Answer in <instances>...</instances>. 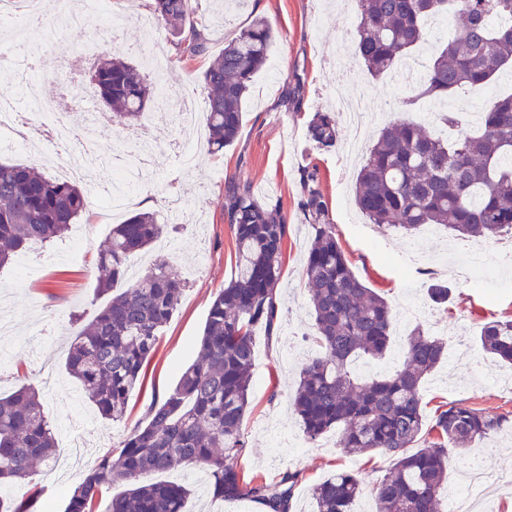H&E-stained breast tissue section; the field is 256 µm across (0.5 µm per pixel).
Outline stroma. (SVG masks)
<instances>
[{"label": "stroma", "instance_id": "stroma-1", "mask_svg": "<svg viewBox=\"0 0 512 512\" xmlns=\"http://www.w3.org/2000/svg\"><path fill=\"white\" fill-rule=\"evenodd\" d=\"M50 2L53 14L45 23L28 27L32 51L29 68L0 66V91L14 93L19 108L24 105L18 94L22 78L38 79L48 97L68 91L82 101L71 113L72 123L81 127L88 112L103 108L87 77L101 54L121 43L128 50L127 60L139 68L150 37L164 41L168 34L161 22L154 33L145 32L138 17L146 7L138 0H108V12L126 16L117 39L103 22L84 31L56 29L57 14L75 8L81 0ZM223 2L194 0L207 50L188 62L171 61L164 80L172 95L191 92L198 100H205V69L253 18H266L276 38L266 65L253 78L237 142L218 154L199 152L194 165L187 169L179 162L169 163L163 173L127 201L121 212L126 218L150 210L161 217L167 199L175 196L186 214L185 223L172 225L166 234L177 244L170 259L184 280L185 292L160 333L157 352L142 387L130 397L124 421L103 423L65 370L68 339L92 321L107 302L105 296L96 295L95 288L100 276L99 255L108 244L114 222L111 213L94 202L49 247L37 245L28 250L27 263L15 260L0 268V318L15 324V334L5 353L0 354V396L25 383L43 388L36 358L44 356L66 388L65 393L45 396L43 401L44 414L55 426L59 453H66L71 442H82L84 464L89 467L113 450L120 435L144 421L152 400L172 388L180 370L194 359L210 304L236 270L235 235L224 219V187L232 178L245 181L262 200L279 203L288 233L281 258L276 334L266 337L259 327L253 336L254 368L244 420L247 446L238 463L248 476L266 480L277 479L287 470L298 472L291 512H315L311 490L316 484L342 470L356 472L364 487L356 512H373L370 490L392 467L393 457L379 452L345 456L337 446L340 431L336 428L316 443H309L290 407L299 381L295 353L310 348L313 332L303 273L311 230L300 209L302 169L317 166L336 238L352 270L366 286L394 306L413 301L422 311L417 325L425 334L451 344L465 338L467 349L450 353L426 379L422 395L427 413L448 402H463L493 417H512V368L500 369L495 358L487 354L483 357L486 371L481 374L472 359L481 349L483 324L512 318V291L494 282L469 280L458 258L451 255L434 273L448 285V302L433 304L426 295L424 277H409L398 256L409 251L423 263L436 254L437 243L423 233L413 238L383 233L359 214L352 197L355 171L344 161L346 126L338 128L340 144L335 149L318 150L309 143L307 123L312 113L337 112L344 96L343 91L333 89L334 78L327 67L333 58L350 51L356 36L354 10L337 6L336 0H248L225 23H211V16L221 10ZM355 73V83L363 90L377 124L398 118L402 91L389 78L371 77L363 68H356ZM58 311L64 312V322L48 327V320ZM509 463L512 428L506 427L471 450L449 449L448 483H460L474 466L493 473ZM160 478L189 488L185 512H263L257 503H227L213 498L209 475L201 468L164 472ZM72 487V481L64 478L48 484L44 475L38 474L29 483L0 485V497L15 502L32 498L37 512H63Z\"/></svg>", "mask_w": 512, "mask_h": 512}]
</instances>
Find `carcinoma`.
I'll return each instance as SVG.
<instances>
[{
    "instance_id": "cac0c4a2",
    "label": "carcinoma",
    "mask_w": 512,
    "mask_h": 512,
    "mask_svg": "<svg viewBox=\"0 0 512 512\" xmlns=\"http://www.w3.org/2000/svg\"><path fill=\"white\" fill-rule=\"evenodd\" d=\"M150 14L168 26L176 56L191 60L206 50L192 0H148ZM355 59L373 77L392 72L425 37L428 21L458 16L462 23L433 55L422 83L403 100L405 110L424 99L446 98L466 86H488L512 62V26L494 27L491 15L512 17V0H356ZM275 32L259 17L242 30L203 75L207 150L218 153L239 137L254 74L266 63ZM97 92L115 116L139 122L156 104V87L122 56L97 69ZM438 122L458 131L448 142L420 121L398 118L372 141L357 173L354 196L371 224L413 236L442 226L456 237L496 242L512 237V94L482 112L481 130L467 131V112L439 113ZM318 150L336 147V116L315 112L307 126ZM300 208L314 232L305 277L314 318V354L300 366L292 405L303 432L317 440L342 428L337 447L347 455L381 452L395 463L374 487L376 512H439L448 490V446L468 449L512 423L464 403L438 407L431 423L421 389L444 360L448 345L416 328L402 344L398 367L362 378L358 365L386 357L395 314L392 306L354 273L336 240L316 167L302 169ZM88 205L82 187L32 167L0 161V268L33 244L62 236ZM224 218L234 231V279L214 297L197 356L175 386L152 402L146 422L106 453L70 493L66 512H94L105 486L128 489L112 499V512H184L189 489L151 476L201 467L212 494L227 502L249 501L265 512H290L299 473L276 481L248 477L238 464L246 447L244 419L253 368V329L273 335L278 324L277 287L288 225L278 204L261 202L247 182L225 187ZM155 214L138 212L112 228L101 252L96 294L110 299L73 337L66 370L107 424L123 421L140 386L162 328L177 310L183 281L158 258L141 276L126 279L128 262L164 232ZM483 351L512 365V319L481 328ZM53 425L41 394L24 384L0 397V484L27 480L56 455ZM362 483L339 472L312 490L315 512H354Z\"/></svg>"
}]
</instances>
